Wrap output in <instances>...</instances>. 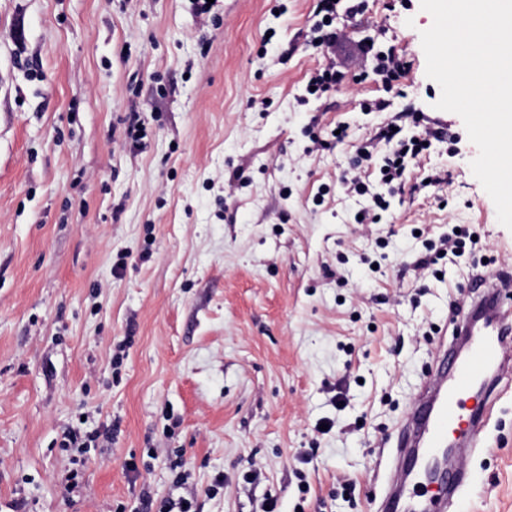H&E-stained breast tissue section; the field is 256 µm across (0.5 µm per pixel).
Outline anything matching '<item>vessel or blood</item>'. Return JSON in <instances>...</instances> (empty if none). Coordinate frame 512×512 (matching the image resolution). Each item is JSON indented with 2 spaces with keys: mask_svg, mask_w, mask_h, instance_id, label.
I'll list each match as a JSON object with an SVG mask.
<instances>
[{
  "mask_svg": "<svg viewBox=\"0 0 512 512\" xmlns=\"http://www.w3.org/2000/svg\"><path fill=\"white\" fill-rule=\"evenodd\" d=\"M475 306L466 322L463 344L441 345L435 371L423 393L399 429L405 450L400 473L390 492L386 512H447L446 493L466 479L463 466L453 467L439 485V492L417 498L416 483L431 481L430 467L444 462L448 439L458 425H466L470 442H477L483 427V408H465V399L481 395L489 398L494 385L486 373L512 370V320L502 315V299L512 291V281L492 285L488 279L470 283Z\"/></svg>",
  "mask_w": 512,
  "mask_h": 512,
  "instance_id": "1",
  "label": "vessel or blood"
}]
</instances>
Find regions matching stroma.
I'll list each match as a JSON object with an SVG mask.
<instances>
[{"instance_id": "stroma-1", "label": "stroma", "mask_w": 512, "mask_h": 512, "mask_svg": "<svg viewBox=\"0 0 512 512\" xmlns=\"http://www.w3.org/2000/svg\"><path fill=\"white\" fill-rule=\"evenodd\" d=\"M314 6L0 0V512H144L146 492L381 512L396 429L471 277L512 276V231L435 107L420 0H366L346 29L409 61L397 89L352 77L302 106L329 56ZM408 108L449 137L392 193L356 149L395 116L412 134ZM357 170L387 197L379 223L345 192ZM459 224L480 240L452 256ZM491 400L448 512H512V380Z\"/></svg>"}]
</instances>
